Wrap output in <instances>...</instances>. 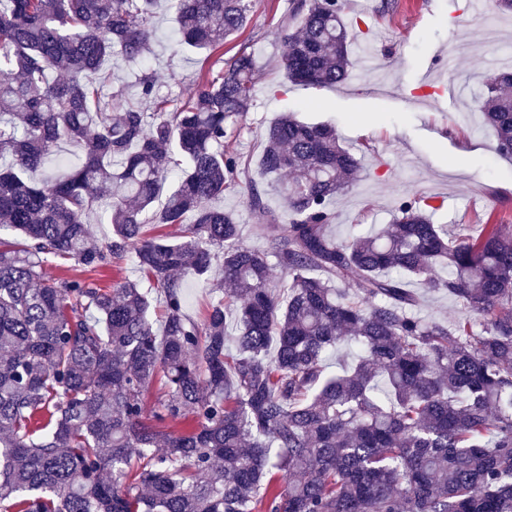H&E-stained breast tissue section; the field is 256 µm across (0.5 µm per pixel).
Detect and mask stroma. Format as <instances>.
Instances as JSON below:
<instances>
[{"mask_svg": "<svg viewBox=\"0 0 512 512\" xmlns=\"http://www.w3.org/2000/svg\"><path fill=\"white\" fill-rule=\"evenodd\" d=\"M468 0H349L347 18L360 19L351 78L334 88L287 82L278 61L287 49L280 33L288 0H256L247 27L224 43L225 56L246 49L258 57L255 102L229 146L256 163L265 128L281 113L332 122L361 160L365 176L330 202L333 233L362 234L390 223L399 201L429 198L438 224H512V160L496 151L493 130L470 97L492 66L512 67V11L488 7L469 17ZM157 39L148 62L160 94L192 96L204 65L193 53H173L167 9L155 18ZM216 206L232 212L244 246L268 247L262 216L243 188L225 191Z\"/></svg>", "mask_w": 512, "mask_h": 512, "instance_id": "stroma-1", "label": "stroma"}]
</instances>
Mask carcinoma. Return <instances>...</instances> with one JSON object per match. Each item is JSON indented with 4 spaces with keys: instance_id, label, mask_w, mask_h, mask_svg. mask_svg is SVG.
<instances>
[{
    "instance_id": "1",
    "label": "carcinoma",
    "mask_w": 512,
    "mask_h": 512,
    "mask_svg": "<svg viewBox=\"0 0 512 512\" xmlns=\"http://www.w3.org/2000/svg\"><path fill=\"white\" fill-rule=\"evenodd\" d=\"M167 2L177 46L218 70L186 99L143 71L148 112L104 88L110 63L147 62L160 0H0V230L24 239H0V512H512V225L450 233L414 199L339 238L329 204L360 160L331 124L286 112L245 185L268 249L242 246L213 201L238 185L224 141L254 105L256 55L222 53L250 2ZM344 11L290 0L287 81L349 78ZM474 103L512 159V70ZM63 143L78 162L33 179ZM100 212L103 239L86 222ZM50 258H128L148 286L47 278ZM216 262L229 289L197 321L182 274ZM412 281L468 320L417 316ZM348 339L354 363L327 373Z\"/></svg>"
}]
</instances>
